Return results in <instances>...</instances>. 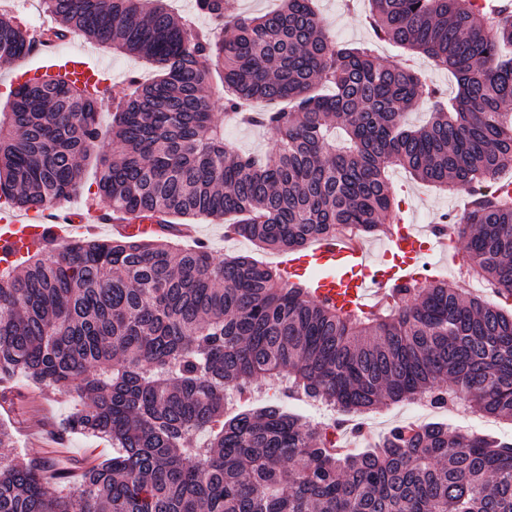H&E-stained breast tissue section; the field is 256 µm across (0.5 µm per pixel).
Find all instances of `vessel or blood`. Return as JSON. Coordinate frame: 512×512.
Returning a JSON list of instances; mask_svg holds the SVG:
<instances>
[{"mask_svg": "<svg viewBox=\"0 0 512 512\" xmlns=\"http://www.w3.org/2000/svg\"><path fill=\"white\" fill-rule=\"evenodd\" d=\"M36 51L44 67L65 71L81 84L105 87L99 70L86 58L62 54L50 43L38 45ZM91 215L92 223H75L60 203L25 214L0 212V268L9 266L37 244L60 248L72 243L76 234L93 233L101 226L123 235H149L157 230L153 224L121 220L107 207L92 210ZM382 246L386 260L378 263L363 238L340 235L289 253L280 266L285 275L309 281L316 299L345 311H366L372 304L388 300L396 286L419 278L425 255L446 249L440 237L424 235L419 226L404 223L392 226L384 235Z\"/></svg>", "mask_w": 512, "mask_h": 512, "instance_id": "1", "label": "vessel or blood"}]
</instances>
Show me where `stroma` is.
<instances>
[{"label": "stroma", "mask_w": 512, "mask_h": 512, "mask_svg": "<svg viewBox=\"0 0 512 512\" xmlns=\"http://www.w3.org/2000/svg\"><path fill=\"white\" fill-rule=\"evenodd\" d=\"M318 12L330 34L336 41L350 44H372L376 55L390 59L398 55L399 49L391 43L376 39L365 23L370 9L369 0H317ZM64 54L79 53L104 67L115 84H123L129 75L148 80L155 76L156 66L144 59L112 51L91 43L81 37H72L59 45ZM210 111L214 123L224 128V140L240 152L269 155L275 153L277 141L262 129L224 118V105L220 97H212ZM391 187L400 200L401 217L405 223L422 226L438 223L448 212L465 211L468 197L465 193L448 194L422 183L409 173L397 169L391 174ZM194 238H176L178 247H192L195 241L205 242L215 260H223L232 253H248L263 264L278 266L279 252L257 248L251 241L228 238L224 235V224L220 221L198 220L194 223ZM77 400L67 396H42L22 379L8 384L0 383V424L10 426L15 436V446L22 456L46 455L50 446L62 445L64 457L72 471L82 470L89 462L91 451L103 448V441L72 434L57 439L58 424L75 412Z\"/></svg>", "instance_id": "stroma-1"}]
</instances>
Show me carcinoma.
Instances as JSON below:
<instances>
[{
    "instance_id": "obj_1",
    "label": "carcinoma",
    "mask_w": 512,
    "mask_h": 512,
    "mask_svg": "<svg viewBox=\"0 0 512 512\" xmlns=\"http://www.w3.org/2000/svg\"><path fill=\"white\" fill-rule=\"evenodd\" d=\"M280 2L249 16L195 0L200 28L164 0H45L55 24L39 34L0 6V62L39 36H83L158 67L113 91L110 155L92 154L106 91L62 71L11 91L0 200H67L92 158L114 213L226 219L230 233L286 253L342 226L384 232L398 166L469 191L470 207L447 216L465 241L462 274L512 302V193L491 187L512 165V0H370L379 38L454 75L451 100L371 46L333 41L314 0ZM215 77L225 115L272 133L275 154L224 142L203 96ZM422 98L430 120L406 126ZM14 377L79 399L61 434L115 451L77 480L0 453V512H512L510 441L401 424L343 454L278 405L225 416L227 390L242 396L269 377L351 415L426 397L512 421V311L454 282L399 285L391 303L342 312L247 254L217 262L203 243L80 239L0 271V380ZM198 431L209 432L199 446Z\"/></svg>"
}]
</instances>
